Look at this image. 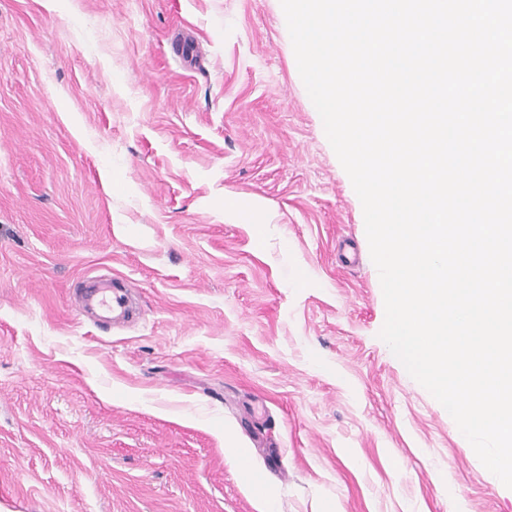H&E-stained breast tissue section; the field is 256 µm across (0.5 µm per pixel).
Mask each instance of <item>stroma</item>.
I'll list each match as a JSON object with an SVG mask.
<instances>
[{"mask_svg": "<svg viewBox=\"0 0 512 512\" xmlns=\"http://www.w3.org/2000/svg\"><path fill=\"white\" fill-rule=\"evenodd\" d=\"M384 320L280 0H0V512H512ZM132 286L119 279L101 276L91 288L82 295L77 311L84 316L88 312H97L103 318L112 321L123 319L127 315L128 293Z\"/></svg>", "mask_w": 512, "mask_h": 512, "instance_id": "35a3bbf8", "label": "stroma"}]
</instances>
